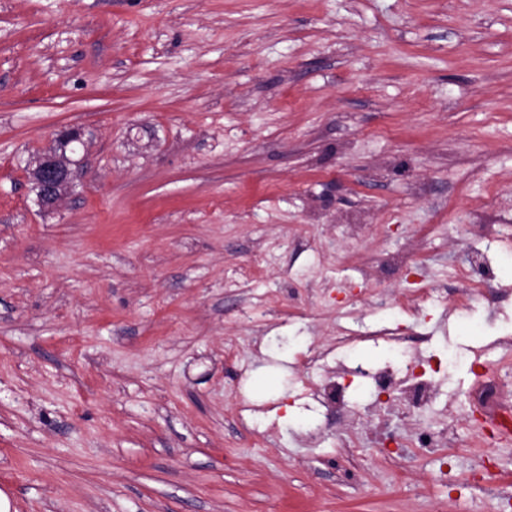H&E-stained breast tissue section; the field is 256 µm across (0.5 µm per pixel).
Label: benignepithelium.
<instances>
[{
	"mask_svg": "<svg viewBox=\"0 0 512 512\" xmlns=\"http://www.w3.org/2000/svg\"><path fill=\"white\" fill-rule=\"evenodd\" d=\"M85 145L79 128L61 131L54 145L38 154L27 169L28 178L37 192L40 206H54L72 187L79 162L70 158L76 145Z\"/></svg>",
	"mask_w": 512,
	"mask_h": 512,
	"instance_id": "1",
	"label": "benign epithelium"
}]
</instances>
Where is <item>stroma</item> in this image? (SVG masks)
Instances as JSON below:
<instances>
[{
	"mask_svg": "<svg viewBox=\"0 0 512 512\" xmlns=\"http://www.w3.org/2000/svg\"><path fill=\"white\" fill-rule=\"evenodd\" d=\"M73 126L47 211L26 167ZM383 329L462 359L417 414L324 407ZM510 341L512 0H0L9 512H512V440L474 445ZM481 257L476 254L472 259L470 268H461L458 273V280L461 283V296L458 300L461 307H469L474 300L485 296V290L488 288L487 281L473 276L472 269L474 266L480 265Z\"/></svg>",
	"mask_w": 512,
	"mask_h": 512,
	"instance_id": "stroma-1",
	"label": "stroma"
}]
</instances>
